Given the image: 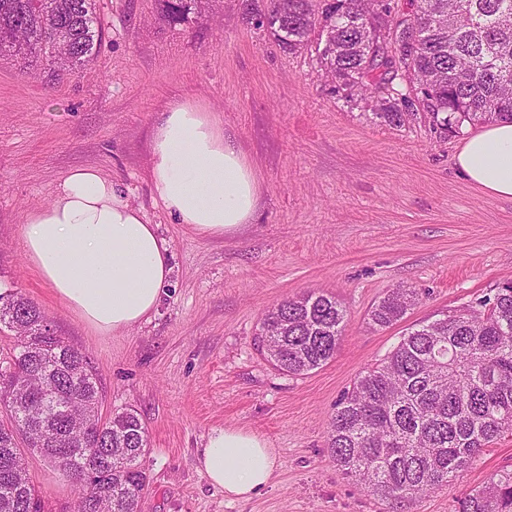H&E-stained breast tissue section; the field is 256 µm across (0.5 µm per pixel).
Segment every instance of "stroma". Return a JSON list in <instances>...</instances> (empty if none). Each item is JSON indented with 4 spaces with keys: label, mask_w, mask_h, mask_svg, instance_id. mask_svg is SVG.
<instances>
[{
    "label": "stroma",
    "mask_w": 512,
    "mask_h": 512,
    "mask_svg": "<svg viewBox=\"0 0 512 512\" xmlns=\"http://www.w3.org/2000/svg\"><path fill=\"white\" fill-rule=\"evenodd\" d=\"M105 25L86 68L50 82L0 62V292L21 293L84 352L103 413L135 409L147 428L142 512H388L334 463L331 415L341 395L412 325L494 295L512 281V199L465 180L455 156L477 128L434 129L416 113L385 125L368 100L346 102L310 53L281 52L222 0L215 20L171 29L157 0H96ZM192 100L220 115L261 180L252 223L203 236L177 223L150 183L151 132ZM92 167L157 227L171 276L153 313L119 335L95 332L26 257V215ZM418 303L387 328L369 325L396 287ZM310 290L335 294L348 325L334 356L303 376L274 370L254 345L268 309ZM257 433L279 466L247 500H229L199 470L213 429ZM45 512H73L74 486L26 457ZM512 469V435L489 444L453 482L405 512H459L460 500Z\"/></svg>",
    "instance_id": "35a3bbf8"
}]
</instances>
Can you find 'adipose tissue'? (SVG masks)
I'll list each match as a JSON object with an SVG mask.
<instances>
[{
	"label": "adipose tissue",
	"mask_w": 512,
	"mask_h": 512,
	"mask_svg": "<svg viewBox=\"0 0 512 512\" xmlns=\"http://www.w3.org/2000/svg\"><path fill=\"white\" fill-rule=\"evenodd\" d=\"M153 192L176 221L203 236L250 223L261 185L220 119L192 102L167 108L151 138ZM459 173L487 195L512 198V123L494 122L465 139ZM29 261L68 309L93 329L119 333L156 308L171 273L166 241L99 170H72L51 203L22 229ZM279 462L257 434L212 430L198 467L226 497L247 499Z\"/></svg>",
	"instance_id": "1"
}]
</instances>
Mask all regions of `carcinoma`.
Wrapping results in <instances>:
<instances>
[{
	"label": "carcinoma",
	"mask_w": 512,
	"mask_h": 512,
	"mask_svg": "<svg viewBox=\"0 0 512 512\" xmlns=\"http://www.w3.org/2000/svg\"><path fill=\"white\" fill-rule=\"evenodd\" d=\"M167 26L190 29L217 0H157ZM379 0H241L242 18L282 50L315 48L317 63L353 97L376 102L375 117L402 127L412 114L403 82L434 72L439 81L422 111L433 125L460 133L463 123L512 120V0H409L418 27L408 31L391 3ZM268 18L263 27L254 23ZM95 0H0V60L27 69L47 66L56 80L84 67L102 43ZM413 288H395L369 313L389 327L416 304ZM46 316L18 292L0 293V331L13 333V353L0 362V391L12 418L51 430L18 437L0 424V512H42L26 453L48 463L69 458L68 479L93 480L95 497L77 494L75 512H142L148 454L140 414L107 417L87 356L45 328ZM347 325L335 296L309 291L263 316L259 351L277 371L306 375L334 358ZM512 434V287L417 325L367 368L336 402L331 455L342 471L392 512L448 485L484 447ZM462 512H512V471H503L462 500Z\"/></svg>",
	"instance_id": "cac0c4a2"
}]
</instances>
